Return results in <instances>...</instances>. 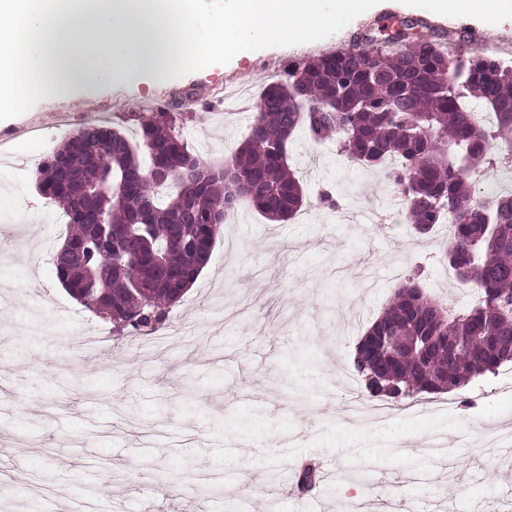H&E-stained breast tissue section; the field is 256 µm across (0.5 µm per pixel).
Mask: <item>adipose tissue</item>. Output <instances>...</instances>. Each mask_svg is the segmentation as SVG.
<instances>
[{
	"mask_svg": "<svg viewBox=\"0 0 512 512\" xmlns=\"http://www.w3.org/2000/svg\"><path fill=\"white\" fill-rule=\"evenodd\" d=\"M323 0H0V115L47 92L165 80L326 27Z\"/></svg>",
	"mask_w": 512,
	"mask_h": 512,
	"instance_id": "1",
	"label": "adipose tissue"
}]
</instances>
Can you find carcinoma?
Returning a JSON list of instances; mask_svg holds the SVG:
<instances>
[{"instance_id": "carcinoma-1", "label": "carcinoma", "mask_w": 512, "mask_h": 512, "mask_svg": "<svg viewBox=\"0 0 512 512\" xmlns=\"http://www.w3.org/2000/svg\"><path fill=\"white\" fill-rule=\"evenodd\" d=\"M378 33L352 34L331 52L291 63L284 81L263 87L240 147L215 167L185 142L183 121L169 106L137 113L130 136L99 141L98 125L80 128L87 147L67 140L37 167L35 180L52 192L74 226L70 198L55 171L80 177L76 195L93 197L84 215L100 225L78 242L84 258L81 303L117 302L113 328L141 335L167 325L174 274L187 282L207 264L231 212L245 202L272 222L293 219L306 199L289 147L304 130L314 140L336 139L338 151L379 171L405 198L408 223L419 234L449 227L442 256L477 300L454 312L426 294L416 276L395 288L368 330L394 324L400 342L416 349L388 356L390 380H364V395L398 405L420 393L461 390L512 362L498 358L512 339V193H481L472 175L512 173V64L472 50L444 49L466 35L424 19L390 15ZM317 98L319 109L309 111ZM321 482L305 465L295 477L304 494Z\"/></svg>"}]
</instances>
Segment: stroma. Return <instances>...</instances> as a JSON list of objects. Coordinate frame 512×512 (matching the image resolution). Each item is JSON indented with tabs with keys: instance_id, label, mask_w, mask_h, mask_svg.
I'll use <instances>...</instances> for the list:
<instances>
[{
	"instance_id": "35a3bbf8",
	"label": "stroma",
	"mask_w": 512,
	"mask_h": 512,
	"mask_svg": "<svg viewBox=\"0 0 512 512\" xmlns=\"http://www.w3.org/2000/svg\"><path fill=\"white\" fill-rule=\"evenodd\" d=\"M332 23L301 38L258 42L222 68L182 73L171 82L95 85L74 99L59 92L0 122V139L21 158L44 157L78 129H56V113L105 114L121 130L131 113L191 95L197 105L183 137L204 161L220 164L238 148L247 124L225 112L224 95L238 94L251 111L264 85L283 78L289 61L346 44L350 34L395 13L469 33L461 51L493 44L512 61V14L467 0L442 9L438 0H323ZM40 126L32 138L24 128ZM290 163L308 191L305 220L274 223L241 205L225 225L207 266L173 307L170 328L153 335L113 333L60 283L51 252L61 239L41 211L33 177L0 167V247L9 252L0 279V483L10 484L4 512H256L270 474L282 494L276 512H347L360 491L377 512H512V453L479 448L480 437L512 430V371L466 388L408 400L382 423L342 417L361 398L352 367L354 347L393 296L398 274L421 269L420 282L438 300L474 304L468 287L441 259L444 230L416 235L404 211L389 209L393 189L376 171L344 168L335 141L298 135ZM330 189L337 208L324 207ZM99 348L69 344L83 326ZM450 445L468 437L478 451L458 477L420 447L426 434ZM407 450L398 455L390 439ZM368 455L370 480L353 471ZM254 470L241 474L244 454ZM317 462L322 483L299 494L292 471ZM218 484L201 494L183 476ZM27 480L17 484V473Z\"/></svg>"
}]
</instances>
